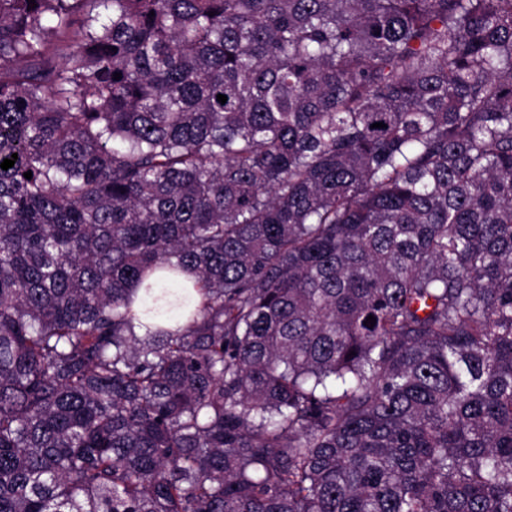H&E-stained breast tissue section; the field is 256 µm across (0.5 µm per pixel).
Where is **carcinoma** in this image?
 <instances>
[{
  "label": "carcinoma",
  "mask_w": 512,
  "mask_h": 512,
  "mask_svg": "<svg viewBox=\"0 0 512 512\" xmlns=\"http://www.w3.org/2000/svg\"><path fill=\"white\" fill-rule=\"evenodd\" d=\"M35 4L0 512H512V0Z\"/></svg>",
  "instance_id": "cac0c4a2"
}]
</instances>
